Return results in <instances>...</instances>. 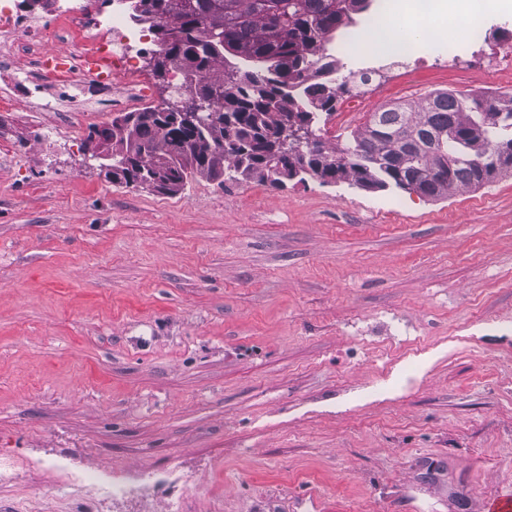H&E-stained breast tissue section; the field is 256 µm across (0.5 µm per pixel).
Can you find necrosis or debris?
<instances>
[{
    "mask_svg": "<svg viewBox=\"0 0 512 512\" xmlns=\"http://www.w3.org/2000/svg\"><path fill=\"white\" fill-rule=\"evenodd\" d=\"M61 36L77 38L84 51L108 56L111 79H98L73 65L42 61L35 75L15 70L16 40L51 45ZM158 49L148 29L133 19L126 0H50L42 14L23 7L21 0H0V80L10 87L9 94L0 95V113L14 111L23 99L36 108L79 100L87 112L108 99L120 107L146 101L135 60L140 53Z\"/></svg>",
    "mask_w": 512,
    "mask_h": 512,
    "instance_id": "1",
    "label": "necrosis or debris"
}]
</instances>
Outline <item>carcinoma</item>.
<instances>
[{
	"label": "carcinoma",
	"mask_w": 512,
	"mask_h": 512,
	"mask_svg": "<svg viewBox=\"0 0 512 512\" xmlns=\"http://www.w3.org/2000/svg\"><path fill=\"white\" fill-rule=\"evenodd\" d=\"M373 0H174L171 25L183 34V46L173 48L180 67L190 71L205 92L224 90L220 109L200 113L190 125L158 117L159 106L148 107L130 121L125 114L112 126L93 132L112 141V168L138 177L156 174L179 189L196 175L213 178L258 176L272 185L301 174L324 181L352 179L367 188H415L428 198L447 197L461 188L480 187L494 178L490 154L512 144V97L491 103L482 95L436 91L420 104H395L373 113L364 129L349 137L335 154V165L317 171L325 153L321 132L336 111L346 86L321 82L311 75L313 57L342 27L355 24ZM245 65L230 66L223 78L205 75L226 63V55ZM295 113L309 129L317 153L266 156L271 138L280 130L283 114ZM400 127L419 134L451 129L454 137L441 153L405 166L391 139ZM373 149L384 154L375 164Z\"/></svg>",
	"instance_id": "carcinoma-1"
}]
</instances>
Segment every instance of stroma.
I'll return each mask as SVG.
<instances>
[{
	"label": "stroma",
	"instance_id": "stroma-1",
	"mask_svg": "<svg viewBox=\"0 0 512 512\" xmlns=\"http://www.w3.org/2000/svg\"><path fill=\"white\" fill-rule=\"evenodd\" d=\"M489 50L339 96H512ZM341 75L389 51L337 35ZM90 119L0 114V451L7 512H69L61 472L156 478L116 512H478L512 492V173L433 200L353 181L112 179Z\"/></svg>",
	"mask_w": 512,
	"mask_h": 512
}]
</instances>
